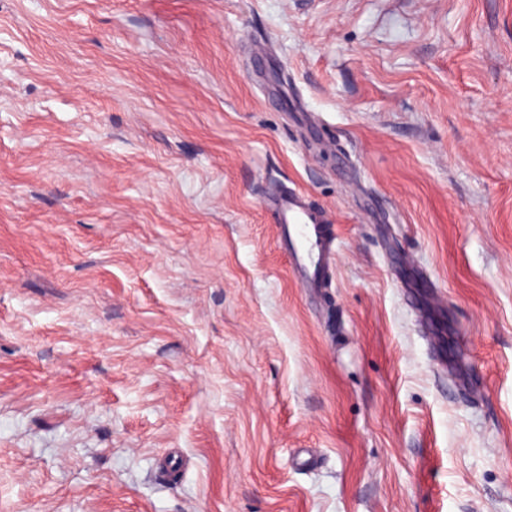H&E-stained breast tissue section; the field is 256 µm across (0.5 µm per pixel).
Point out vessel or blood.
Segmentation results:
<instances>
[{"label": "vessel or blood", "mask_w": 512, "mask_h": 512, "mask_svg": "<svg viewBox=\"0 0 512 512\" xmlns=\"http://www.w3.org/2000/svg\"><path fill=\"white\" fill-rule=\"evenodd\" d=\"M270 204L277 222L276 244L286 254L292 275L306 294L317 293L335 255L332 214L295 191L278 193Z\"/></svg>", "instance_id": "vessel-or-blood-1"}]
</instances>
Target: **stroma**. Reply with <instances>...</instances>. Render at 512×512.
Returning <instances> with one entry per match:
<instances>
[{
	"mask_svg": "<svg viewBox=\"0 0 512 512\" xmlns=\"http://www.w3.org/2000/svg\"><path fill=\"white\" fill-rule=\"evenodd\" d=\"M0 512H512V0H0ZM276 218V245L288 258L292 275L306 294L323 288L325 271L334 260L330 212L313 207L307 196L282 191L269 201Z\"/></svg>",
	"mask_w": 512,
	"mask_h": 512,
	"instance_id": "1",
	"label": "stroma"
}]
</instances>
